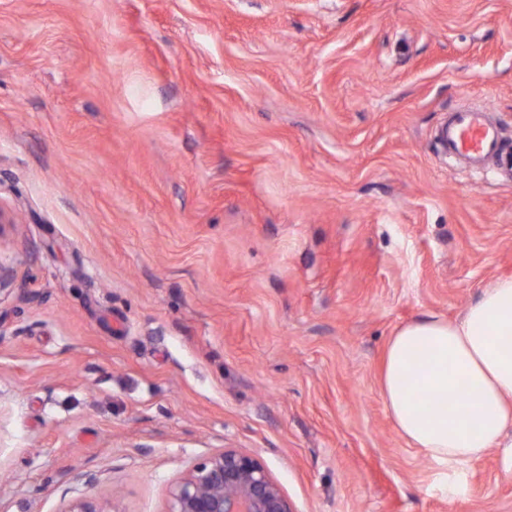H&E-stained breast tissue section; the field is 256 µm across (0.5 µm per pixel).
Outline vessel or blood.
Here are the masks:
<instances>
[{"mask_svg":"<svg viewBox=\"0 0 512 512\" xmlns=\"http://www.w3.org/2000/svg\"><path fill=\"white\" fill-rule=\"evenodd\" d=\"M440 141L450 157L464 159L475 166L487 158L497 157L512 168V152H503L500 130L484 109L466 107L452 112Z\"/></svg>","mask_w":512,"mask_h":512,"instance_id":"b4317fda","label":"vessel or blood"}]
</instances>
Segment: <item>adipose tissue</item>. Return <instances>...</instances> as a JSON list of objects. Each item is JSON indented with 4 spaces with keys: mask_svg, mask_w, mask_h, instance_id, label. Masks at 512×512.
Returning a JSON list of instances; mask_svg holds the SVG:
<instances>
[{
    "mask_svg": "<svg viewBox=\"0 0 512 512\" xmlns=\"http://www.w3.org/2000/svg\"><path fill=\"white\" fill-rule=\"evenodd\" d=\"M459 378L467 392L445 409ZM380 391L398 433L444 481L499 447L512 434V278L483 288L459 320L428 313L400 327L387 343Z\"/></svg>",
    "mask_w": 512,
    "mask_h": 512,
    "instance_id": "1",
    "label": "adipose tissue"
}]
</instances>
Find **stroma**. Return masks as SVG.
Masks as SVG:
<instances>
[{"mask_svg": "<svg viewBox=\"0 0 512 512\" xmlns=\"http://www.w3.org/2000/svg\"><path fill=\"white\" fill-rule=\"evenodd\" d=\"M512 0H0V512H166L227 448L296 512L446 493L380 394L393 332L512 276ZM440 141L448 157L462 158L474 166L497 157L512 170V152L504 155L500 130L482 108L466 107L452 112ZM63 512H118L111 503L93 496H83L70 501Z\"/></svg>", "mask_w": 512, "mask_h": 512, "instance_id": "35a3bbf8", "label": "stroma"}]
</instances>
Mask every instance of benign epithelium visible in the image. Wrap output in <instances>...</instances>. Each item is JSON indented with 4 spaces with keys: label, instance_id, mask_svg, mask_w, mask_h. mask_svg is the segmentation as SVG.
<instances>
[{
    "label": "benign epithelium",
    "instance_id": "obj_1",
    "mask_svg": "<svg viewBox=\"0 0 512 512\" xmlns=\"http://www.w3.org/2000/svg\"><path fill=\"white\" fill-rule=\"evenodd\" d=\"M63 512H115L93 496L70 501ZM167 512H295L255 455L226 448L197 464L170 490Z\"/></svg>",
    "mask_w": 512,
    "mask_h": 512
}]
</instances>
